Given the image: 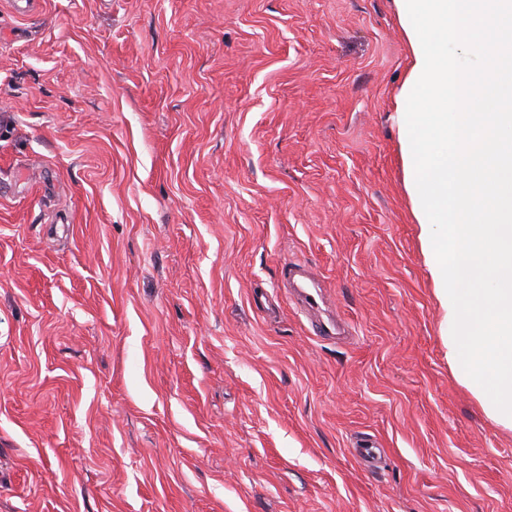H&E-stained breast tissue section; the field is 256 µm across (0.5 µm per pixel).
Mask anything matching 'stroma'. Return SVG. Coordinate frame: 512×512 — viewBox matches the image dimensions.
I'll list each match as a JSON object with an SVG mask.
<instances>
[{
	"label": "stroma",
	"instance_id": "stroma-1",
	"mask_svg": "<svg viewBox=\"0 0 512 512\" xmlns=\"http://www.w3.org/2000/svg\"><path fill=\"white\" fill-rule=\"evenodd\" d=\"M408 58L392 0H0V512H512L406 187ZM303 266L300 263L287 262L282 266L281 283L285 291L294 293L297 300L309 312L319 313L323 309L322 289L311 279H302ZM288 285L290 288L288 289Z\"/></svg>",
	"mask_w": 512,
	"mask_h": 512
}]
</instances>
